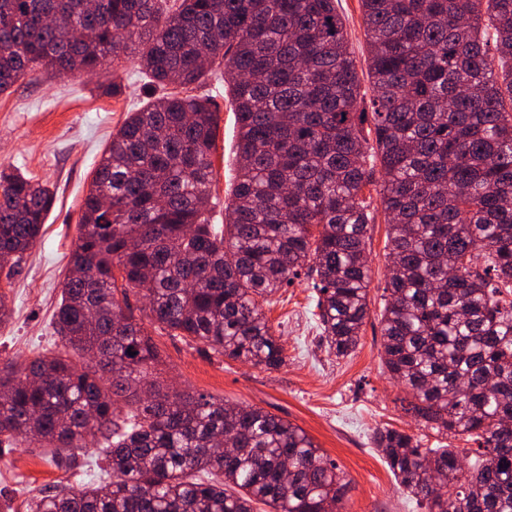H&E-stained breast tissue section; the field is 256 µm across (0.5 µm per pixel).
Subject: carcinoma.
Listing matches in <instances>:
<instances>
[{
	"label": "carcinoma",
	"instance_id": "cac0c4a2",
	"mask_svg": "<svg viewBox=\"0 0 512 512\" xmlns=\"http://www.w3.org/2000/svg\"><path fill=\"white\" fill-rule=\"evenodd\" d=\"M361 4L369 98L336 0H0V94L92 73L130 44L152 89L83 199L60 348L0 367V450L91 441L112 481L44 488L28 512H343L350 482L303 429L150 379L144 320L277 369L264 304L304 270L328 351L350 356L369 315V185L388 221L383 362L401 409L477 447L388 426L372 445L426 512H512V0ZM218 73L238 125L222 225L218 115L193 94ZM52 200L0 166L6 284Z\"/></svg>",
	"mask_w": 512,
	"mask_h": 512
}]
</instances>
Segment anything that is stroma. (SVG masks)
Instances as JSON below:
<instances>
[{"label": "stroma", "mask_w": 512, "mask_h": 512, "mask_svg": "<svg viewBox=\"0 0 512 512\" xmlns=\"http://www.w3.org/2000/svg\"><path fill=\"white\" fill-rule=\"evenodd\" d=\"M337 11L361 89L369 91L361 2L338 0ZM114 81L123 85L117 96L105 92ZM149 93L147 79L126 57L91 76L49 79L37 74L0 94V163L46 184L55 194L44 235L26 253L7 289L11 316L0 324V366L28 360L58 344L54 314L92 172L113 132L127 113L147 102ZM196 93L211 99L220 118L212 187V218L220 224L224 201L236 181L238 128L223 82L209 78ZM374 193L371 187L364 191L374 215L368 232L370 317L351 356L339 359L328 352L315 317L311 282L303 276L272 294L265 307L285 349L281 368L234 361L157 331L153 339L161 361L151 377L177 390L264 409L302 428L349 480L347 512H424L398 488L370 443L372 431L387 425L427 445L437 440L401 412L397 400L403 389L382 363L380 312L388 226ZM73 455L74 463L65 467L52 449L22 442L0 455V495L10 499L14 512H26L27 499L44 486L84 488L97 483L101 470L96 450L77 449Z\"/></svg>", "instance_id": "35a3bbf8"}]
</instances>
